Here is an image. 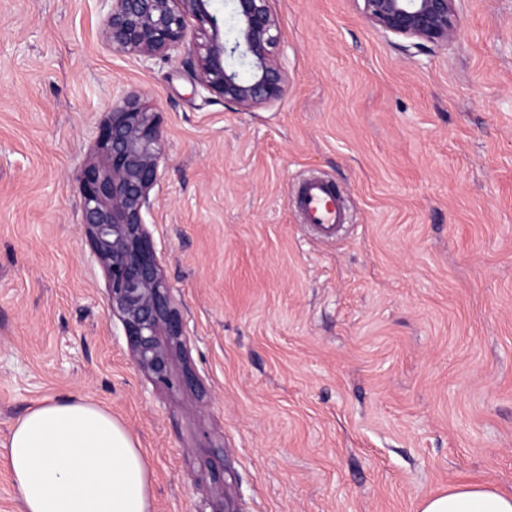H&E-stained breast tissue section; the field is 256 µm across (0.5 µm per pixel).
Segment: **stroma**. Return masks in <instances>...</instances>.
I'll return each instance as SVG.
<instances>
[{
	"label": "stroma",
	"mask_w": 512,
	"mask_h": 512,
	"mask_svg": "<svg viewBox=\"0 0 512 512\" xmlns=\"http://www.w3.org/2000/svg\"><path fill=\"white\" fill-rule=\"evenodd\" d=\"M285 94L202 89L184 41L145 61L99 0H0V444L37 401L110 411L150 512H420L462 482L512 491V0H456L426 51L361 0H269ZM164 141L147 227L187 325L139 369L82 224L78 176L126 93ZM334 182L324 238L290 200Z\"/></svg>",
	"instance_id": "1"
}]
</instances>
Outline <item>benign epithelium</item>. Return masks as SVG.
<instances>
[{
	"instance_id": "1",
	"label": "benign epithelium",
	"mask_w": 512,
	"mask_h": 512,
	"mask_svg": "<svg viewBox=\"0 0 512 512\" xmlns=\"http://www.w3.org/2000/svg\"><path fill=\"white\" fill-rule=\"evenodd\" d=\"M103 33L113 49L144 59L163 56L185 38L187 19L210 31L197 60L203 88L245 110L282 97L288 71L280 60V28L269 0H228L231 25L220 31L210 0H109ZM362 12L382 35L422 48L456 38L455 0H362ZM247 68L243 78L228 60ZM164 145L158 113L132 92L113 104L98 129L96 157L78 177L85 233L103 266L112 313L138 367L168 385L172 353L180 349L186 324L163 280L157 251L146 227L151 193L159 181Z\"/></svg>"
}]
</instances>
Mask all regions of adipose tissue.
Masks as SVG:
<instances>
[{"label": "adipose tissue", "mask_w": 512, "mask_h": 512, "mask_svg": "<svg viewBox=\"0 0 512 512\" xmlns=\"http://www.w3.org/2000/svg\"><path fill=\"white\" fill-rule=\"evenodd\" d=\"M21 512H149L150 471L128 430L81 397L28 409L5 445ZM421 512H512V493L463 483Z\"/></svg>", "instance_id": "ef3b65f1"}]
</instances>
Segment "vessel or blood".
<instances>
[{
    "instance_id": "1",
    "label": "vessel or blood",
    "mask_w": 512,
    "mask_h": 512,
    "mask_svg": "<svg viewBox=\"0 0 512 512\" xmlns=\"http://www.w3.org/2000/svg\"><path fill=\"white\" fill-rule=\"evenodd\" d=\"M292 203L300 210L304 223L326 237L332 236L346 220L343 197L329 182L318 178L305 180Z\"/></svg>"
}]
</instances>
